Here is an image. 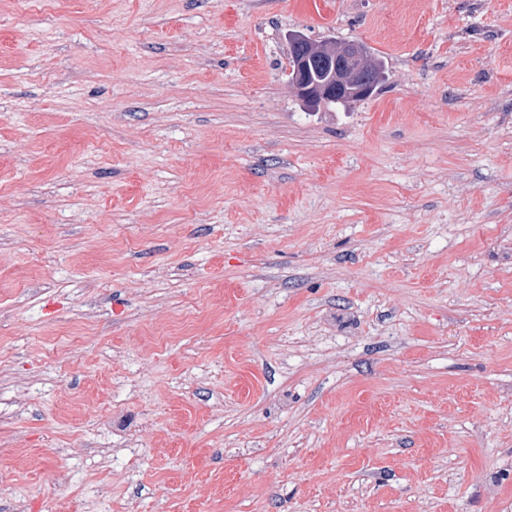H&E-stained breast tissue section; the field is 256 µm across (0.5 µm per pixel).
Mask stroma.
Here are the masks:
<instances>
[{
  "label": "stroma",
  "instance_id": "35a3bbf8",
  "mask_svg": "<svg viewBox=\"0 0 512 512\" xmlns=\"http://www.w3.org/2000/svg\"><path fill=\"white\" fill-rule=\"evenodd\" d=\"M0 512H512V0H0ZM367 50V48L365 47ZM292 67L289 71V85L306 102H317L327 107L342 105L338 102L340 93L345 95L346 102H359L372 95L375 85L368 79L371 70L372 78H380L383 65L370 51L365 52L361 44L355 42H336L334 39L321 43H312L302 36L293 35L290 39ZM318 61L330 72L327 80L316 81L312 78L309 67ZM336 101L335 103H329Z\"/></svg>",
  "mask_w": 512,
  "mask_h": 512
}]
</instances>
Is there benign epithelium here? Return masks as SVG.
<instances>
[{"mask_svg": "<svg viewBox=\"0 0 512 512\" xmlns=\"http://www.w3.org/2000/svg\"><path fill=\"white\" fill-rule=\"evenodd\" d=\"M290 51L296 56L289 71V85L306 102L323 106L336 100L340 93L347 102H359L372 95L375 85L369 81L370 56L361 44L334 39L312 43L301 36H292ZM317 61L330 72L328 79L316 81L309 67Z\"/></svg>", "mask_w": 512, "mask_h": 512, "instance_id": "benign-epithelium-1", "label": "benign epithelium"}]
</instances>
